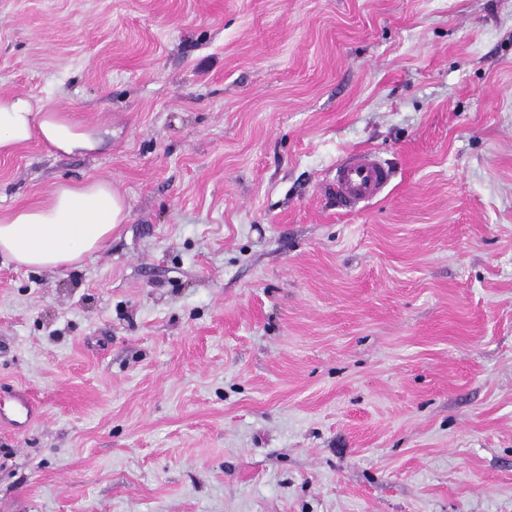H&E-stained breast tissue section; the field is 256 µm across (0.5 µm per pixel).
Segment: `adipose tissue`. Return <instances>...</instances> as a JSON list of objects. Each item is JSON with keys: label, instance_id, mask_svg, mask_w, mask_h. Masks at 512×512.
<instances>
[{"label": "adipose tissue", "instance_id": "obj_1", "mask_svg": "<svg viewBox=\"0 0 512 512\" xmlns=\"http://www.w3.org/2000/svg\"><path fill=\"white\" fill-rule=\"evenodd\" d=\"M110 136L44 100L0 96L1 155L33 141L54 152L89 153ZM128 219L125 199L110 182L60 183L38 203L0 218V255L26 269H70L103 249Z\"/></svg>", "mask_w": 512, "mask_h": 512}]
</instances>
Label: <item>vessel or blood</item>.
Here are the masks:
<instances>
[{
    "label": "vessel or blood",
    "instance_id": "vessel-or-blood-1",
    "mask_svg": "<svg viewBox=\"0 0 512 512\" xmlns=\"http://www.w3.org/2000/svg\"><path fill=\"white\" fill-rule=\"evenodd\" d=\"M392 178L391 169L375 153L359 152L348 156L337 167L331 189L338 206L355 213L380 197Z\"/></svg>",
    "mask_w": 512,
    "mask_h": 512
}]
</instances>
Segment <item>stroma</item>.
<instances>
[{
    "label": "stroma",
    "mask_w": 512,
    "mask_h": 512,
    "mask_svg": "<svg viewBox=\"0 0 512 512\" xmlns=\"http://www.w3.org/2000/svg\"><path fill=\"white\" fill-rule=\"evenodd\" d=\"M0 95L112 131L0 156V218L130 211L0 256V512H512V0H0ZM392 178L391 169L375 153L359 152L337 167L331 189L338 206L347 213H355L380 197ZM128 219L112 183H58L38 203L0 218V255L26 269H70L103 249Z\"/></svg>",
    "instance_id": "1"
}]
</instances>
